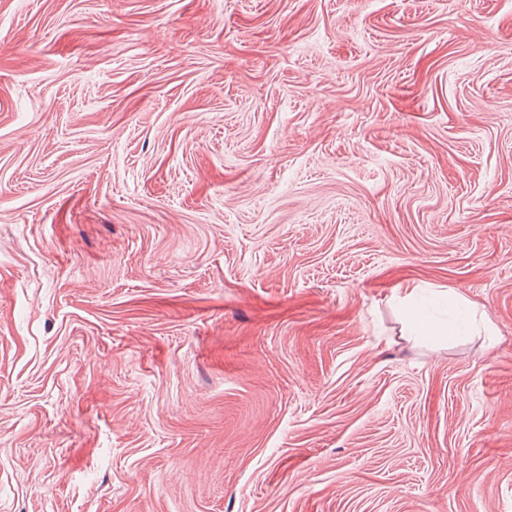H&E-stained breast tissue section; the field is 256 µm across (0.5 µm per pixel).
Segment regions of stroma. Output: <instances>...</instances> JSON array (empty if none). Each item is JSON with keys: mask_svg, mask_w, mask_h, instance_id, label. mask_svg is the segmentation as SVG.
Listing matches in <instances>:
<instances>
[{"mask_svg": "<svg viewBox=\"0 0 512 512\" xmlns=\"http://www.w3.org/2000/svg\"><path fill=\"white\" fill-rule=\"evenodd\" d=\"M0 512H512V0H0Z\"/></svg>", "mask_w": 512, "mask_h": 512, "instance_id": "stroma-1", "label": "stroma"}]
</instances>
